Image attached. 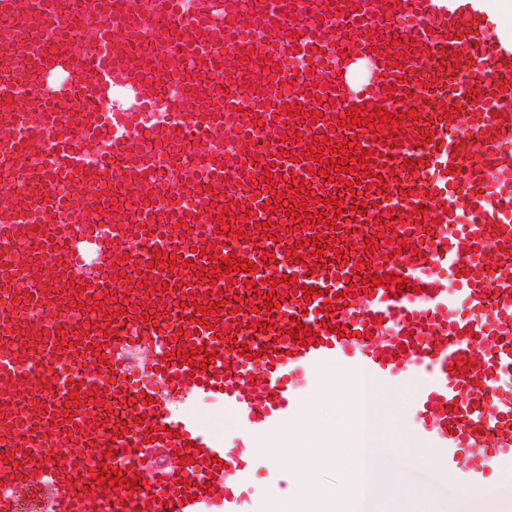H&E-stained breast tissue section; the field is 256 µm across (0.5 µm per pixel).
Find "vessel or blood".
Segmentation results:
<instances>
[{
    "mask_svg": "<svg viewBox=\"0 0 512 512\" xmlns=\"http://www.w3.org/2000/svg\"><path fill=\"white\" fill-rule=\"evenodd\" d=\"M493 2L265 0L258 15L253 0H192L187 10L178 0H102L103 19L68 20L72 29L96 28V40L43 59L45 111L17 106L0 128V164L22 169L35 159L45 186L34 200L0 206V286L38 306L25 317L0 305V333L10 336L0 344V448L20 463L0 466V512H18L33 491L63 512H241L257 464L272 474L302 468L295 450L264 442L316 409L321 391L309 379L336 377L354 387L369 382L383 405L408 383L416 415L404 426L424 445L433 473L479 494H512V387L504 385L512 380V31L498 30ZM132 20L172 69L194 59L236 79L242 57L263 51L266 61L248 75L265 93L220 105L200 86L158 94L141 63L108 36ZM398 37L404 45H395ZM285 55L309 59V73L280 80L274 63ZM75 77L103 111H54ZM409 103L414 114L396 126L331 127L333 116L356 107L396 113ZM288 104L317 117L284 118ZM293 131L300 143L289 141ZM326 135H352L373 150L377 188H360L359 162L344 180L317 176L332 154L311 153ZM98 139L106 152L96 159L77 147ZM199 169L213 176L201 200L190 190ZM62 170L77 180L108 177L127 197L149 191L157 202L138 213L104 192L80 203L60 190ZM268 170L271 192L260 181ZM301 180L312 188L310 210L337 188L341 207L328 205L325 221L293 224L247 253L258 270L237 278L252 281L254 311L226 304L201 313L207 294L227 282H205L190 265L208 268L238 253L231 228L285 222L266 204ZM175 191L184 200L174 207L167 198ZM356 200L368 202L367 213L352 210ZM88 208L107 212L109 223L85 221ZM339 216L350 228L349 261L331 249L319 259L296 248L328 234ZM184 220L196 229L188 249L175 232ZM370 235L379 248L368 253ZM269 249L271 261L263 257ZM294 249L300 262L288 257ZM163 250L181 253V266L149 271ZM370 273L407 278L411 289L395 296L364 284ZM286 274L294 281L283 283L284 303L270 311L268 292ZM297 285L318 297L305 302ZM118 290L122 300L104 306ZM150 307L164 325L145 318ZM91 318L101 325L94 334ZM298 323L311 327L312 343L281 339ZM62 336L69 347H60ZM46 367L52 379L43 377ZM200 399L228 413L239 446L200 419ZM121 425L125 433L115 434ZM111 457L122 477H136L133 497L103 482ZM206 483L210 493H200Z\"/></svg>",
    "mask_w": 512,
    "mask_h": 512,
    "instance_id": "b4317fda",
    "label": "vessel or blood"
}]
</instances>
